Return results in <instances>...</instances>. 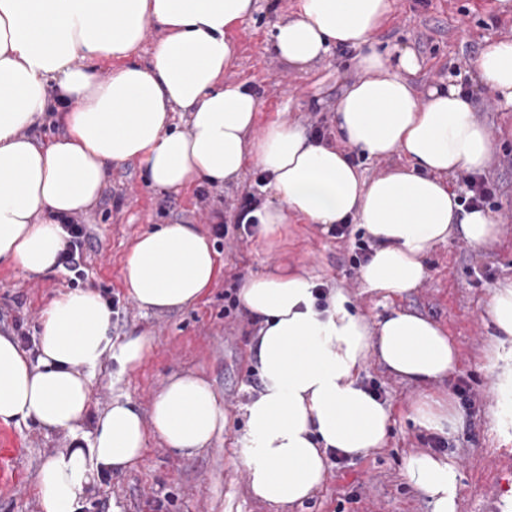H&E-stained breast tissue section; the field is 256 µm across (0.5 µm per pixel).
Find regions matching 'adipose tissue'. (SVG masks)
I'll use <instances>...</instances> for the list:
<instances>
[{
	"label": "adipose tissue",
	"mask_w": 512,
	"mask_h": 512,
	"mask_svg": "<svg viewBox=\"0 0 512 512\" xmlns=\"http://www.w3.org/2000/svg\"><path fill=\"white\" fill-rule=\"evenodd\" d=\"M255 0H0V263L27 275L58 269L66 235L60 220L95 202L107 170L138 164L151 186L177 191L235 180L246 163L269 176L275 201L244 218L268 238L289 217L331 226L355 220L377 243L361 271L370 290L403 297L423 281L424 257L461 231L472 247L495 241L500 226L481 209L464 210L448 179L479 172L492 150L487 128L472 116L456 80L430 88L420 103L408 75L420 62L372 43L390 0H300L293 18L276 27L272 49L306 67L332 47L357 48L359 80L337 105L349 146L367 155L401 153L405 167L369 179L335 147L298 126L257 128L261 101L246 82L225 84L231 32ZM165 37L148 65L130 63L148 26ZM116 61L109 76L99 62ZM479 78L512 108V41L484 44ZM55 112L64 135L45 144L24 129ZM189 115V132L173 129L174 113ZM217 255L194 224H168L142 234L124 261L125 286L144 309L172 311L198 302L215 281ZM314 283L281 271L247 279L246 310L258 318L255 340L262 390L246 407L238 457L253 494L274 505L308 497L322 482L328 449L363 456L384 447L390 410L358 381L370 357L403 378L425 382L455 368L456 350L429 319L395 310L378 325L351 312L343 293L317 306ZM495 333L487 358L502 400L512 399V280L497 284L488 308ZM112 312L90 289L60 293L43 310L35 358L0 333V423L35 421L66 433L70 447L38 471L42 512H76L100 474L138 461L147 435L193 454L226 423L224 407L202 375L173 377L143 421L129 398L103 412L90 439H81L94 372L115 354L121 368L138 365L150 339L113 347ZM421 426L444 435L458 411L447 397L421 395L412 404ZM405 475L433 503L455 512L458 467L448 456L411 458Z\"/></svg>",
	"instance_id": "adipose-tissue-1"
}]
</instances>
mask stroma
Instances as JSON below:
<instances>
[{
    "mask_svg": "<svg viewBox=\"0 0 512 512\" xmlns=\"http://www.w3.org/2000/svg\"><path fill=\"white\" fill-rule=\"evenodd\" d=\"M391 13L374 39L396 54L412 49L421 67L408 80L420 102L441 80L462 79L475 118L489 131L492 152L484 174L495 188L491 215L501 234L485 249H472L461 233L434 246L424 261L418 288L389 300L368 291L351 263L354 237L339 238L325 225L289 218L280 234L261 239L233 229L245 194L270 200L261 189L263 174L246 167L236 182L221 187L193 186L178 192L150 186L132 162L112 165L96 203L81 221L88 237L82 275L59 269L26 276L0 264V331L12 334L21 349L33 352L40 314L59 292L91 288L116 301L110 333L114 341L146 335L150 352L135 368L121 369L104 357L95 371L91 401L81 425L91 434L99 415L118 397L130 398L142 418L175 375L196 372L214 386L224 405L226 424L208 448L191 456L149 438L132 467L104 475L92 487L80 512H432L427 496L406 478L408 461L434 454L435 435L416 422L410 404L420 392L453 396L461 420L444 437V453L460 472L457 512H512V430L499 431L489 414L495 378L483 352L494 333L488 316L491 291L512 279V112L502 109L481 82L474 62L485 41L512 40V0H391ZM298 0H257L253 14L231 34L234 51L225 81H246L261 101L258 127L274 121L298 125L307 133L323 128L330 145L345 148L336 126V104L359 70L357 51L335 47L305 69L281 60L271 49L277 25L291 17ZM195 224L205 232L228 225L213 238L221 264L212 288L199 302L171 312L139 308L123 279V260L139 235L166 224ZM304 272L330 291L343 292L354 312L377 323L391 310H407L438 324L456 343V369L448 378L419 385L370 358L359 379L377 386L390 408L384 448L361 458L328 465L320 487L304 501L272 505L255 498L237 459L244 432L249 380L257 375V334L244 309L230 308L224 293L251 276L280 265ZM467 397H459V386ZM62 433L35 422L0 424V512H40L37 476L42 461L67 447Z\"/></svg>",
    "mask_w": 512,
    "mask_h": 512,
    "instance_id": "stroma-1",
    "label": "stroma"
}]
</instances>
